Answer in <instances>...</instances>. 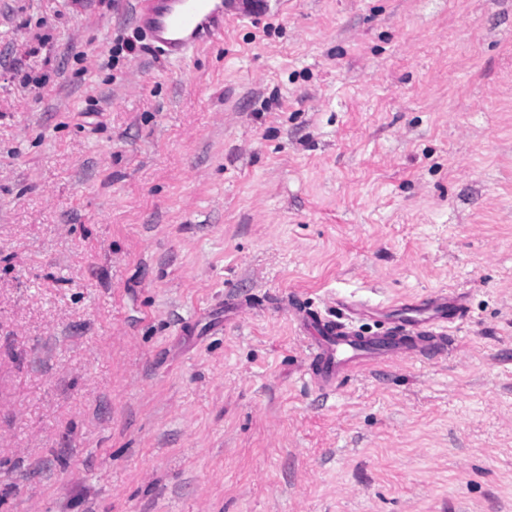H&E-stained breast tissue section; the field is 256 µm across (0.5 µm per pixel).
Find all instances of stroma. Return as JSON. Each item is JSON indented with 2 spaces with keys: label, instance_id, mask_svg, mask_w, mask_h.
Returning a JSON list of instances; mask_svg holds the SVG:
<instances>
[{
  "label": "stroma",
  "instance_id": "35a3bbf8",
  "mask_svg": "<svg viewBox=\"0 0 512 512\" xmlns=\"http://www.w3.org/2000/svg\"><path fill=\"white\" fill-rule=\"evenodd\" d=\"M0 0V512H512V0ZM462 296L304 374L299 299ZM136 19L154 47L175 62L224 38V21L259 18L268 0H137ZM389 319V336H357L345 323L318 319L301 304H293L291 316L300 327L319 325L318 335L309 345L307 372L311 383L322 391H332L336 383L354 370L405 355L433 359L448 353V324L463 319L465 308L458 299L437 296L422 301L403 302Z\"/></svg>",
  "mask_w": 512,
  "mask_h": 512
}]
</instances>
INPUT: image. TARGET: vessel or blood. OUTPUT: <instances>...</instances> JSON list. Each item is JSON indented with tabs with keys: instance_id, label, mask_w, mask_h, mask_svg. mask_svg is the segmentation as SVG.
Listing matches in <instances>:
<instances>
[{
	"instance_id": "obj_1",
	"label": "vessel or blood",
	"mask_w": 512,
	"mask_h": 512,
	"mask_svg": "<svg viewBox=\"0 0 512 512\" xmlns=\"http://www.w3.org/2000/svg\"><path fill=\"white\" fill-rule=\"evenodd\" d=\"M268 0H137L136 19L154 47L173 61L222 42L224 23L230 19L257 18ZM391 330L385 336H360L340 322L319 321L301 304L291 315L298 326L318 323L309 345L307 372L311 383L323 391L334 390L354 370L395 357L433 359L447 354L449 324L463 319L459 300L437 296L396 306Z\"/></svg>"
}]
</instances>
